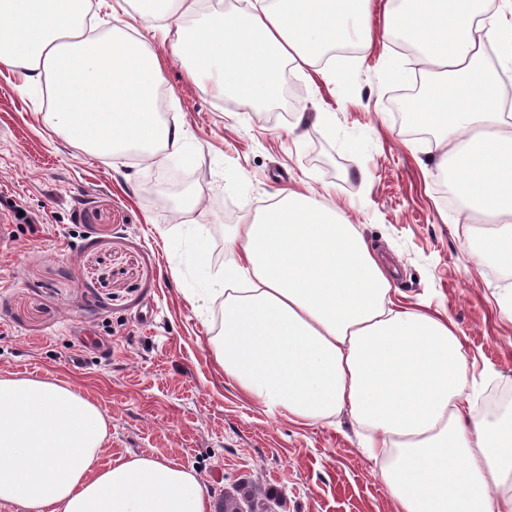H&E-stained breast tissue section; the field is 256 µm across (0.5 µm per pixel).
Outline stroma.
I'll return each instance as SVG.
<instances>
[{"mask_svg":"<svg viewBox=\"0 0 512 512\" xmlns=\"http://www.w3.org/2000/svg\"><path fill=\"white\" fill-rule=\"evenodd\" d=\"M414 57L383 34L331 56L336 79L298 84L292 104L262 112L232 94L201 93L181 63L164 85L170 123L187 133L163 165L93 153L45 121L46 92L17 91L0 74V372L51 377L95 401L109 421L102 464L152 454L193 468L211 497L237 480L279 490L286 512H393L349 419L300 426L269 415L225 381L214 361L219 303L190 293L224 265V231L279 189L336 186V200L395 268V297L424 302L458 330L473 409L512 386V269L467 253L466 225L440 192L434 141L417 138L400 108ZM331 112L329 132L301 137L296 119ZM204 190L209 208L177 224L147 183ZM207 258L191 263L194 238Z\"/></svg>","mask_w":512,"mask_h":512,"instance_id":"35a3bbf8","label":"stroma"}]
</instances>
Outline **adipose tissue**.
<instances>
[{"label":"adipose tissue","instance_id":"obj_1","mask_svg":"<svg viewBox=\"0 0 512 512\" xmlns=\"http://www.w3.org/2000/svg\"><path fill=\"white\" fill-rule=\"evenodd\" d=\"M90 36L92 0H0V68L20 93L45 85L46 121L113 158L163 163L183 143L163 122L164 60L187 61L204 93L272 99L284 67L317 70L345 44H368L374 13L420 54L428 83L411 103L434 133L435 168L459 199L470 255L512 268V0H117ZM213 277L223 300L215 360L244 396L304 426L347 416L394 512H512V417L471 414L469 364L448 319L393 298L392 271L335 191L281 189L224 237ZM100 407L52 378L0 374V505L26 512H211L193 469L149 454L104 465Z\"/></svg>","mask_w":512,"mask_h":512}]
</instances>
